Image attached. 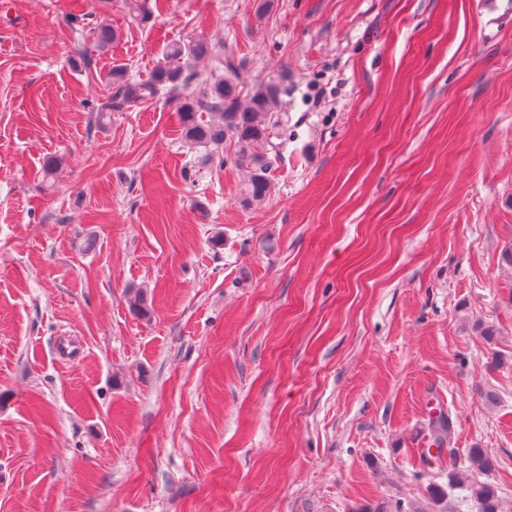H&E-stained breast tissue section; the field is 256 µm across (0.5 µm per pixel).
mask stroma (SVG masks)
<instances>
[{"label": "stroma", "instance_id": "obj_1", "mask_svg": "<svg viewBox=\"0 0 512 512\" xmlns=\"http://www.w3.org/2000/svg\"><path fill=\"white\" fill-rule=\"evenodd\" d=\"M477 3L0 0V512H475L430 492L471 448L512 512V25ZM192 38L288 75L261 204L176 98L95 121L112 61Z\"/></svg>", "mask_w": 512, "mask_h": 512}]
</instances>
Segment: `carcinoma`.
<instances>
[{"label": "carcinoma", "instance_id": "obj_1", "mask_svg": "<svg viewBox=\"0 0 512 512\" xmlns=\"http://www.w3.org/2000/svg\"><path fill=\"white\" fill-rule=\"evenodd\" d=\"M126 6L133 20L142 23L150 18L147 0H126ZM91 36L96 46L104 47L112 43L115 33L109 25L102 23L93 28ZM208 52L209 46L203 40L174 43L167 50L166 60L152 71L149 78L139 81L129 76L126 64L112 63L107 72L112 89L111 104L97 112V123H105L113 112L148 105L161 94L186 91L199 84V91L187 94L180 105L185 141L204 149L211 158L232 149L231 162L247 172L241 189V203L248 206L262 202L270 192L273 161L267 154L254 152V146L269 144L272 138L283 135L282 105L288 87L282 81L269 80L246 90L237 79L226 76L202 81L192 61ZM451 426L449 416L439 415L432 423L431 445L442 447ZM468 457L481 473L493 466L482 448L468 449ZM448 486L465 487L478 512H497V488L490 482L473 477L464 484L458 473L451 469Z\"/></svg>", "mask_w": 512, "mask_h": 512}]
</instances>
